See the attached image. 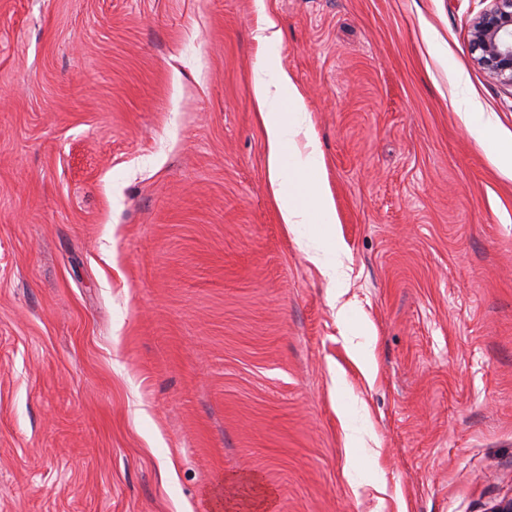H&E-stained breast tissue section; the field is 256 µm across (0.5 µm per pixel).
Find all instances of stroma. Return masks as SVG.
I'll return each mask as SVG.
<instances>
[{"label": "stroma", "mask_w": 512, "mask_h": 512, "mask_svg": "<svg viewBox=\"0 0 512 512\" xmlns=\"http://www.w3.org/2000/svg\"><path fill=\"white\" fill-rule=\"evenodd\" d=\"M0 0V512L512 496V89L490 0ZM338 222L282 224L260 11ZM452 60L443 68L440 56ZM473 21L470 47L488 75L512 88V0H491ZM459 110L471 136L482 146L487 147L498 165L512 169V144L502 145L497 139L496 121L492 114L484 112L477 103L462 94Z\"/></svg>", "instance_id": "stroma-1"}]
</instances>
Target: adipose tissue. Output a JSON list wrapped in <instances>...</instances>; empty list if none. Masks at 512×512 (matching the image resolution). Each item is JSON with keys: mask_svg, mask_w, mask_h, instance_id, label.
<instances>
[{"mask_svg": "<svg viewBox=\"0 0 512 512\" xmlns=\"http://www.w3.org/2000/svg\"><path fill=\"white\" fill-rule=\"evenodd\" d=\"M252 109L266 136V163L280 220L286 226L337 221L333 195L324 179V161L311 136L312 122L294 78L274 58L264 59L253 80ZM460 115L471 136L487 147L495 162L512 168V145L497 139L496 121L468 97L459 99ZM305 146H298V137Z\"/></svg>", "mask_w": 512, "mask_h": 512, "instance_id": "adipose-tissue-1", "label": "adipose tissue"}]
</instances>
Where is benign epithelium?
<instances>
[{
    "label": "benign epithelium",
    "instance_id": "obj_1",
    "mask_svg": "<svg viewBox=\"0 0 512 512\" xmlns=\"http://www.w3.org/2000/svg\"><path fill=\"white\" fill-rule=\"evenodd\" d=\"M473 21L470 47L488 75L512 88V0H491Z\"/></svg>",
    "mask_w": 512,
    "mask_h": 512
}]
</instances>
